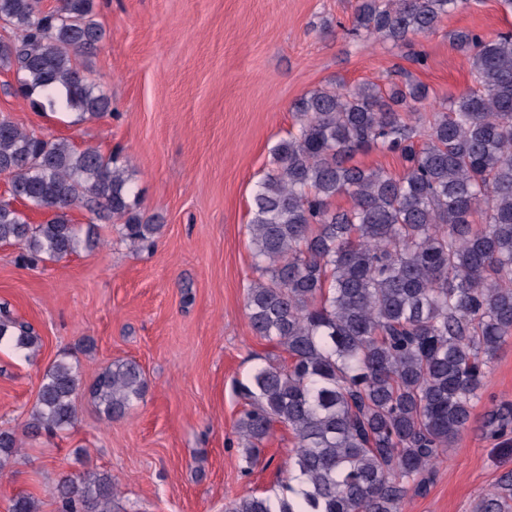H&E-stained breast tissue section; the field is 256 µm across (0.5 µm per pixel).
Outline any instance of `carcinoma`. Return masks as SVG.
I'll list each match as a JSON object with an SVG mask.
<instances>
[{
	"mask_svg": "<svg viewBox=\"0 0 512 512\" xmlns=\"http://www.w3.org/2000/svg\"><path fill=\"white\" fill-rule=\"evenodd\" d=\"M464 0H357L353 30L408 44L437 30ZM15 36L0 41V65L15 70L39 106L86 122L110 108L80 59L107 37L94 0H0ZM473 86L432 106L426 85L400 68L380 83L325 86L292 107L295 124L272 151L248 224L261 277L247 289L253 334L289 361L258 365L240 392L237 421L244 472L260 459L275 424L296 440L280 489L228 503L225 512H402L467 427L483 379L512 339V30L485 37L449 33ZM398 155L403 172L352 162L360 152ZM0 171L10 195L48 213L41 224L0 202V243L34 261H58L95 241L81 237L70 209L120 225L123 237L153 243L123 165L0 116ZM350 205H334L336 197ZM30 357L39 336L0 312V348ZM76 367L45 368L27 420L33 432L73 426ZM100 415L126 417L144 398L133 361L106 366L87 387ZM512 426V407L486 420ZM15 432L0 431V473L20 457ZM56 512H112V475H66L52 490ZM512 472L475 503L507 512ZM8 512H39L32 494Z\"/></svg>",
	"mask_w": 512,
	"mask_h": 512,
	"instance_id": "1",
	"label": "carcinoma"
}]
</instances>
